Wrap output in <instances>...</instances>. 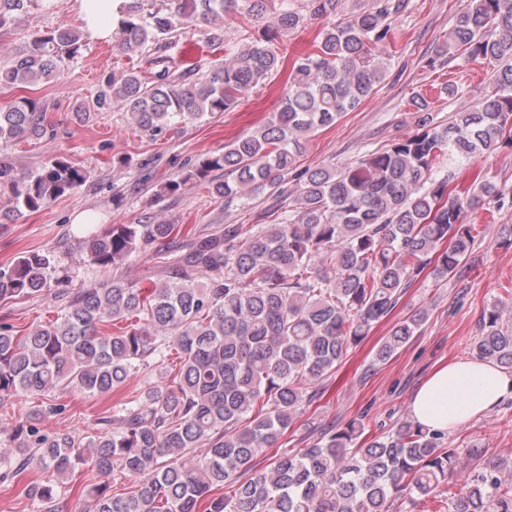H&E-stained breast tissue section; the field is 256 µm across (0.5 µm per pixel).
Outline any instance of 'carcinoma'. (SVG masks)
Here are the masks:
<instances>
[{
    "instance_id": "carcinoma-1",
    "label": "carcinoma",
    "mask_w": 512,
    "mask_h": 512,
    "mask_svg": "<svg viewBox=\"0 0 512 512\" xmlns=\"http://www.w3.org/2000/svg\"><path fill=\"white\" fill-rule=\"evenodd\" d=\"M125 0L113 35L126 54L171 42L196 22L240 18L261 26L240 49L208 38L224 62L194 81L169 70L146 81L134 71L112 76L97 104L125 113L128 123L155 136L231 111L281 67L277 41L306 26L307 16H332L316 34L313 51L293 62L279 111L256 130L207 156L183 180L224 171L213 184L224 201L275 191L293 174L300 184L295 208L263 213L269 223L226 224L224 233L193 236L180 245L175 224H111L83 241L90 264L118 269L132 254L154 249L166 270L161 283L141 288L122 277L67 296L56 319L24 336L0 328V403L19 391L57 390L103 397L131 377L163 364L177 371L123 402L112 429L79 439L39 434L34 421L56 411L41 405L19 419L4 464L11 478L41 477L21 493L40 512L56 501L76 467L104 476L119 472L135 490L111 495L105 484L84 489L90 512H389L393 500L436 498L452 478L457 449L443 434L413 420L391 433L361 439L351 421L330 429L299 454L276 447L315 386L348 350L397 307L432 265L453 273L476 238L466 211L512 209V188L484 175L466 187L455 175L436 177L444 158H487L512 145V0H466L456 24L429 65L460 59L493 67L492 87L472 109L446 123L430 97L409 100L415 131L341 168H301L307 139L358 108L386 79L408 0H370L345 12L343 0ZM43 8V0H0V27ZM81 35L34 31L24 53L0 69V84L22 86L54 77L77 56ZM51 125L39 101L21 97L0 108V140L45 135ZM89 172L58 159L34 176L0 163V192L13 210L37 212L86 181ZM50 260L27 252L0 269V301L34 299L48 287ZM426 319L421 311L396 324L377 349L387 362ZM481 360L512 368V298L484 311L471 344ZM233 494L221 493L226 486ZM448 512H512V470L486 463L448 494Z\"/></svg>"
}]
</instances>
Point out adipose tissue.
I'll return each mask as SVG.
<instances>
[{"instance_id":"ef3b65f1","label":"adipose tissue","mask_w":512,"mask_h":512,"mask_svg":"<svg viewBox=\"0 0 512 512\" xmlns=\"http://www.w3.org/2000/svg\"><path fill=\"white\" fill-rule=\"evenodd\" d=\"M123 0H75L90 40L110 38ZM512 397V373L481 360L461 359L438 366L413 392L409 405L413 419L423 427L448 432Z\"/></svg>"}]
</instances>
